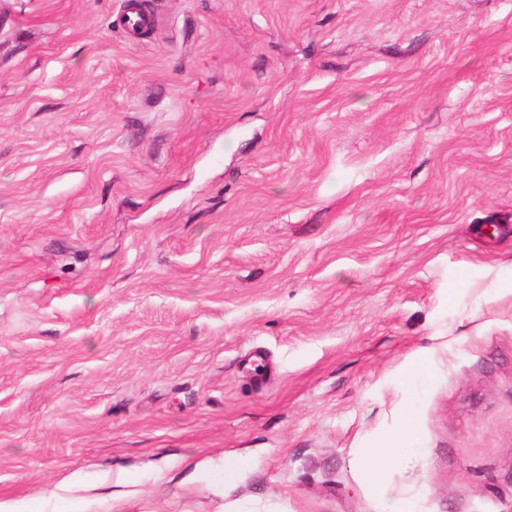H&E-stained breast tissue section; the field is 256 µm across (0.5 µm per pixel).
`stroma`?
<instances>
[{
	"instance_id": "obj_1",
	"label": "stroma",
	"mask_w": 512,
	"mask_h": 512,
	"mask_svg": "<svg viewBox=\"0 0 512 512\" xmlns=\"http://www.w3.org/2000/svg\"><path fill=\"white\" fill-rule=\"evenodd\" d=\"M121 4L0 0V502L512 512V0ZM132 1L125 2L126 8L122 17V25L134 32L154 27L158 22L156 15L143 12L137 3ZM415 442L414 427L410 422V415L393 428L382 440L368 448L363 456V466L367 477L376 488L387 490L386 475L396 464L400 448L411 447Z\"/></svg>"
}]
</instances>
